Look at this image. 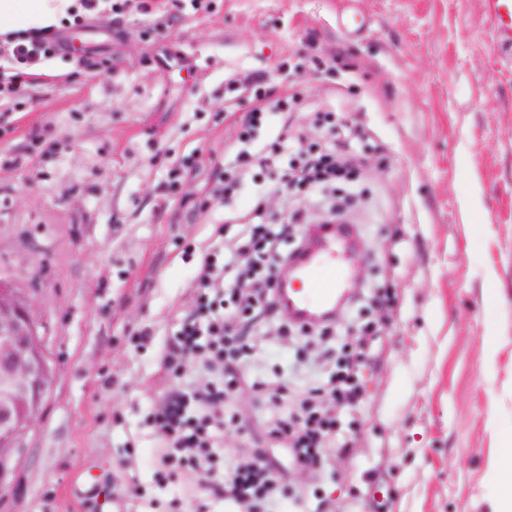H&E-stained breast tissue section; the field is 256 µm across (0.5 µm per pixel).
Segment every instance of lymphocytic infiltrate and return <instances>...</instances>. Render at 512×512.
Instances as JSON below:
<instances>
[{"label": "lymphocytic infiltrate", "instance_id": "1", "mask_svg": "<svg viewBox=\"0 0 512 512\" xmlns=\"http://www.w3.org/2000/svg\"><path fill=\"white\" fill-rule=\"evenodd\" d=\"M57 33H39L28 40L0 42V59L11 62L16 73L6 88L7 97L31 98L30 67L42 63L58 51ZM242 95L251 102L238 134L242 148L237 153L236 171L216 189L222 197L245 182L255 186L254 204L245 215L240 236V253L252 260L254 277L243 282L236 258H224L219 241L223 227H216V246L203 254L192 282L195 312L183 321L175 333V342L164 360V373L171 385L150 416L161 440L153 457L157 483L180 476L186 480L187 493H196L201 481L219 461L213 450L224 440V428L232 417L223 408L225 398L240 388L242 381L226 362L247 357L249 351L233 334V323L241 316L267 313L279 298L272 288L273 277L288 266L294 256L284 245L294 237L298 225L308 223L306 212L296 210L287 218L271 221L266 216L271 187L261 173L277 168L282 188L307 195L335 189L358 179L360 172L346 155L344 143L348 124L336 121L332 112H322L318 122L327 135L310 143L305 158L279 167L278 145L287 141V130H280L276 142L259 144V131L271 112H289L291 102L282 96L270 100L262 84L243 86ZM197 365L208 376L203 386L186 390L179 382L190 365ZM361 360L347 354L334 363L329 389L307 391L299 410L288 405L287 387L268 392L263 382L250 385L258 398H271L278 413L269 429L271 438L283 444L292 462L318 470L327 462V451L339 430L336 416L328 414L325 404L332 401L343 408L356 409L364 396ZM283 484L280 474L268 459H257L236 467L224 478V500L240 512H283Z\"/></svg>", "mask_w": 512, "mask_h": 512}]
</instances>
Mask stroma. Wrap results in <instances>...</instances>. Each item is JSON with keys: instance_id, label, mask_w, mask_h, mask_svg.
Listing matches in <instances>:
<instances>
[{"instance_id": "35a3bbf8", "label": "stroma", "mask_w": 512, "mask_h": 512, "mask_svg": "<svg viewBox=\"0 0 512 512\" xmlns=\"http://www.w3.org/2000/svg\"><path fill=\"white\" fill-rule=\"evenodd\" d=\"M101 29L86 53L107 67L58 53L33 69L35 100L0 108V159L19 161L0 166V278L30 291L53 369L0 512H86L94 485L96 512H236L157 485L146 423L224 217L203 201L231 161L232 74L294 94L305 135L317 111L362 129L352 277L390 299L380 316L358 304L331 340L273 316L248 337L243 373L296 391L289 361L369 352L365 428L291 512H492L490 464L512 438V58L484 0H211Z\"/></svg>"}]
</instances>
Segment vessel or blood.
<instances>
[{
    "instance_id": "1",
    "label": "vessel or blood",
    "mask_w": 512,
    "mask_h": 512,
    "mask_svg": "<svg viewBox=\"0 0 512 512\" xmlns=\"http://www.w3.org/2000/svg\"><path fill=\"white\" fill-rule=\"evenodd\" d=\"M488 18L500 52H512V0H486ZM345 230L329 227L317 241L295 259L293 267L300 287L280 294L296 322L319 323L332 317L348 294L347 260L336 253V244L346 238Z\"/></svg>"
}]
</instances>
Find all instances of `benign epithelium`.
Wrapping results in <instances>:
<instances>
[{
    "mask_svg": "<svg viewBox=\"0 0 512 512\" xmlns=\"http://www.w3.org/2000/svg\"><path fill=\"white\" fill-rule=\"evenodd\" d=\"M29 295L0 279V491L11 486L5 454L34 420L52 368L41 345Z\"/></svg>",
    "mask_w": 512,
    "mask_h": 512,
    "instance_id": "obj_1",
    "label": "benign epithelium"
}]
</instances>
